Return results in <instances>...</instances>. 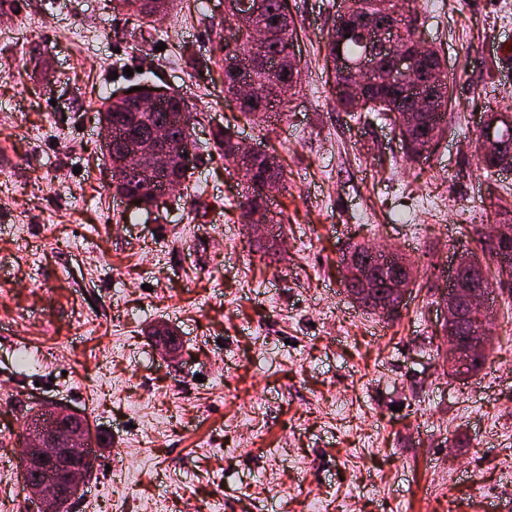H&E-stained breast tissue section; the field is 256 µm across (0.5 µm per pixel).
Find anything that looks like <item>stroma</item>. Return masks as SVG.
<instances>
[{"mask_svg":"<svg viewBox=\"0 0 512 512\" xmlns=\"http://www.w3.org/2000/svg\"><path fill=\"white\" fill-rule=\"evenodd\" d=\"M300 69L272 129L224 97V0L139 20L115 0H0V456L26 410L62 404L100 444L71 512H512V282L494 346L451 375L438 295L476 250L479 207L512 223V172L481 169L488 110L512 108V0H408L453 84L427 161L388 121L336 104L325 44L340 0H291ZM195 113L196 187L116 204L104 99L143 82ZM230 128L275 149L282 241L242 224ZM419 268L393 317L347 295L350 245ZM164 324L179 340L165 354Z\"/></svg>","mask_w":512,"mask_h":512,"instance_id":"stroma-1","label":"stroma"}]
</instances>
